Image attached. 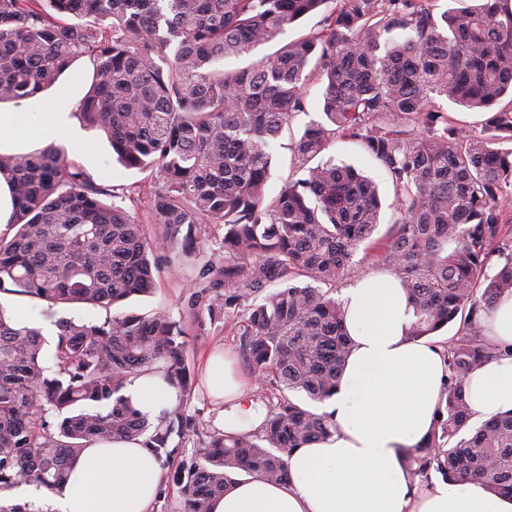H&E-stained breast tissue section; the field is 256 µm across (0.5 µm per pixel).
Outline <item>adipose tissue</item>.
<instances>
[{
    "instance_id": "1",
    "label": "adipose tissue",
    "mask_w": 512,
    "mask_h": 512,
    "mask_svg": "<svg viewBox=\"0 0 512 512\" xmlns=\"http://www.w3.org/2000/svg\"><path fill=\"white\" fill-rule=\"evenodd\" d=\"M55 133L76 135L70 107H50L35 95L0 111V153L43 149ZM341 300L351 348L339 387L322 406L335 432L292 453L289 481L240 478L213 501L212 512H512L511 499L479 484L421 487L410 477L403 451L428 435L447 367L440 347L409 337L413 310L398 276L370 272ZM480 326L491 344H512V295L499 297ZM206 385L222 404V430H254L264 421L265 409L248 396L229 353L209 359ZM467 392L477 419L512 410V359L473 371ZM126 393L152 416L177 399L156 375L137 378ZM161 472L138 442L115 440L83 450L63 493L48 496L36 485L22 493L38 512H149Z\"/></svg>"
}]
</instances>
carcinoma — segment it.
<instances>
[{"label":"carcinoma","mask_w":512,"mask_h":512,"mask_svg":"<svg viewBox=\"0 0 512 512\" xmlns=\"http://www.w3.org/2000/svg\"><path fill=\"white\" fill-rule=\"evenodd\" d=\"M446 2L441 6L440 2ZM322 12L307 34L235 71L285 27ZM92 64L78 118L119 162L147 174V234L114 189L51 143L0 153L15 201L0 233V294L27 298L55 327L0 308V494L22 483L52 492L80 451L114 439L170 457L194 430L195 376L186 324L224 317L252 374L281 388L254 431L215 430L174 474L184 512H211L245 473L289 479L291 453L331 435L312 407L333 396L349 355L333 294L354 257L389 267L413 308L411 338L458 321L429 435L403 450L412 478L435 469L512 497V411L468 431L466 382L510 356L482 336V312L512 293V0H0V104ZM322 82V117L292 148L293 177L266 197L276 143ZM489 112L460 124L439 101ZM373 157L399 218L384 238L376 183L324 159L338 140ZM224 227L220 238L211 226ZM164 268L187 271L179 318L116 306L150 294ZM98 308L97 321L59 315ZM159 374L181 400L151 421L124 393Z\"/></svg>","instance_id":"cac0c4a2"}]
</instances>
